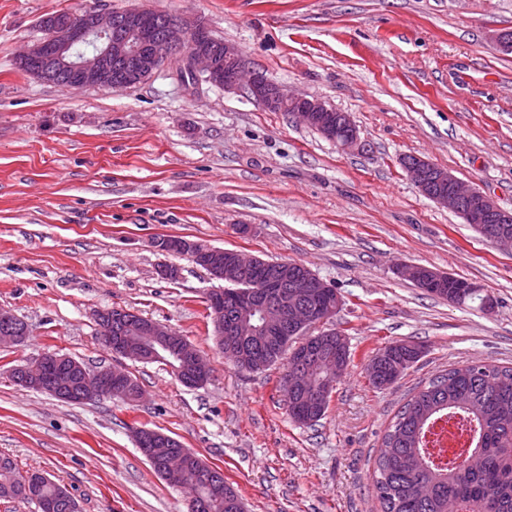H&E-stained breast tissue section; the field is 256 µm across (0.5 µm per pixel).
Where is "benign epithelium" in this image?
I'll return each instance as SVG.
<instances>
[{
    "label": "benign epithelium",
    "mask_w": 512,
    "mask_h": 512,
    "mask_svg": "<svg viewBox=\"0 0 512 512\" xmlns=\"http://www.w3.org/2000/svg\"><path fill=\"white\" fill-rule=\"evenodd\" d=\"M148 10L129 8L115 14L112 11L86 10L69 13L51 19L48 39H41L28 46L21 54L20 62L29 68V75L41 81L67 75L78 80V87H105L132 89L148 80L174 54H180L184 70L193 78H202L226 91L247 85L253 98L264 106H286L305 125H313L318 114L332 112L334 108L319 98L296 95L261 74L244 79L245 65L237 50L224 43V65H219L211 50L214 37L198 19L175 16L162 30L154 28L147 17ZM97 43L99 48L89 56L76 53L87 43ZM410 180L419 192L436 204L464 216L466 223L477 226L493 224L489 238L491 243L512 250V213L502 209L487 194L464 185L449 170L440 168L426 159L417 158L405 166ZM160 250H179L192 263L210 267V277L216 281L231 283L243 294L239 305V318L224 322L223 311L215 308L214 331L220 348L232 362L244 356L246 325L241 316L256 308L262 326L268 332L280 329L289 322L303 331L320 328L334 318L341 306L340 297L328 307L313 305L310 299L329 292L333 285L314 273L303 276L291 287L283 288L277 279L255 280L254 268L260 263L257 256H245L235 250H224L181 237H166L158 241ZM402 272L416 285L430 280L453 277L418 264L402 267ZM105 345L118 357L150 362L160 358L158 349L171 353L182 365L191 368L200 382L211 377V371L194 348L178 344L179 336L171 328L155 321L130 322L129 333L117 340L102 337ZM63 363L71 365L80 375L78 400L91 401L100 397H115L123 401H138L141 392L128 398L125 383L127 372L116 366L91 369L74 358L59 352L43 353L28 360L20 367L24 379L21 386L40 390L64 399L72 390L69 384L57 383L49 376L53 368ZM326 364L341 372L342 360L327 348L315 357H301L293 362L282 381L284 397H290L298 387L313 390L317 403L326 401L336 383L326 379L312 385L309 374L312 369ZM165 480L183 487L197 483V472L190 469L185 455L175 452L163 462Z\"/></svg>",
    "instance_id": "7a95c632"
}]
</instances>
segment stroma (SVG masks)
<instances>
[{"label":"stroma","instance_id":"1","mask_svg":"<svg viewBox=\"0 0 512 512\" xmlns=\"http://www.w3.org/2000/svg\"><path fill=\"white\" fill-rule=\"evenodd\" d=\"M199 18L246 66L349 115L362 146L339 149L246 90L181 81L178 62L127 90H75L20 73L16 59L59 11ZM512 0H0V309L28 327L0 348V454L65 487L80 512H186L132 429L169 434L220 467L246 512H381L382 438L417 386L467 362L512 364V251L421 195L415 156L512 209ZM247 233H239V226ZM180 236L306 265L335 286L351 362L325 415L295 422L285 363L226 360L207 294L216 283L156 243ZM460 276L491 307L428 295L399 268ZM178 268L176 279L157 269ZM123 309L185 336L211 369L199 387L169 367L115 361L98 312ZM423 347L385 390L369 360ZM60 351L121 364L140 403H69L16 385L12 367Z\"/></svg>","mask_w":512,"mask_h":512}]
</instances>
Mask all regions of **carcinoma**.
<instances>
[{"instance_id": "1", "label": "carcinoma", "mask_w": 512, "mask_h": 512, "mask_svg": "<svg viewBox=\"0 0 512 512\" xmlns=\"http://www.w3.org/2000/svg\"><path fill=\"white\" fill-rule=\"evenodd\" d=\"M425 292L464 305L478 289L448 280ZM249 345L267 368L286 359L276 337L260 333ZM384 350L383 362L367 372L370 384L379 390L395 384L419 361L413 347L398 341ZM312 400L311 393L302 394L299 404L288 409L291 418L307 414L311 422L319 421L317 412L310 410ZM454 412L463 415L454 426L462 432L476 430V442L474 448L445 460L439 437ZM197 463L213 475V481L198 485L208 502L206 512H231L226 500L241 497L224 481V471L200 457ZM24 479L12 459L0 456L1 500L31 501L38 512H73L67 506L55 507L65 492L55 481L41 477L37 492L28 495L21 491ZM375 489L382 512H512V366H454L413 392L382 438Z\"/></svg>"}]
</instances>
